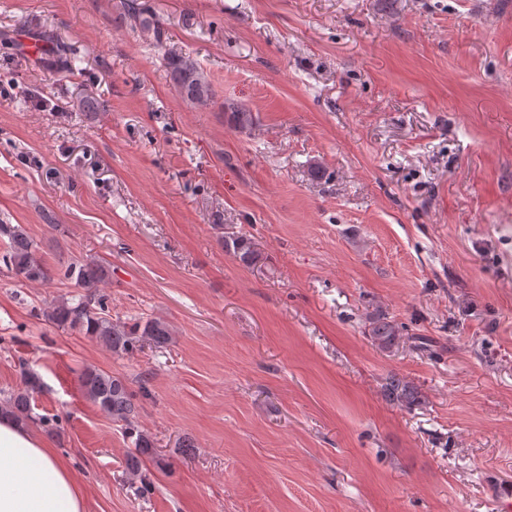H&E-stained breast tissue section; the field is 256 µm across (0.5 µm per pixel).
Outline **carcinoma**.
Returning a JSON list of instances; mask_svg holds the SVG:
<instances>
[{
  "label": "carcinoma",
  "mask_w": 512,
  "mask_h": 512,
  "mask_svg": "<svg viewBox=\"0 0 512 512\" xmlns=\"http://www.w3.org/2000/svg\"><path fill=\"white\" fill-rule=\"evenodd\" d=\"M165 65L170 82L185 100L203 102L211 97V85L194 59L171 51L165 58ZM227 110L229 121L237 129H247L255 123L253 113L241 106L230 104ZM0 237L8 239L6 249L0 254V262L15 277L41 284L55 279V270L48 267L36 253L33 242L21 227L0 224ZM224 248L246 267L255 264L259 258L253 242L244 235L224 238ZM108 276V269L100 263H75L68 266L64 277L75 281V285L82 288L83 292L50 301L43 311L46 320L62 329H77L117 355L133 353L141 339L158 347L168 344L173 332L160 319H147L132 325L112 321L108 314V298L99 289V285L105 283ZM370 335L379 348L389 350L403 339V327L379 316L373 322ZM19 367L24 379L23 386L5 397L4 403H0V411H8L23 423L45 424L48 419L36 415L32 405L33 394L40 388L39 379L27 368V363L22 361ZM81 384L86 398L103 413L123 423L126 433L134 439L135 453L126 460L130 480L145 479L143 466L147 461L158 467L163 466L162 459L155 454V443L151 435L136 423L135 394L128 382L120 376L91 367L83 373ZM384 396L390 403L408 408L419 400L416 388L396 373L387 377Z\"/></svg>",
  "instance_id": "cac0c4a2"
}]
</instances>
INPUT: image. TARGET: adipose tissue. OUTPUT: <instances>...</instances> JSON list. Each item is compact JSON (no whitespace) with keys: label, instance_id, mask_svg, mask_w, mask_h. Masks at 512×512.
<instances>
[{"label":"adipose tissue","instance_id":"obj_1","mask_svg":"<svg viewBox=\"0 0 512 512\" xmlns=\"http://www.w3.org/2000/svg\"><path fill=\"white\" fill-rule=\"evenodd\" d=\"M71 470L30 425L0 412V512H84Z\"/></svg>","mask_w":512,"mask_h":512}]
</instances>
